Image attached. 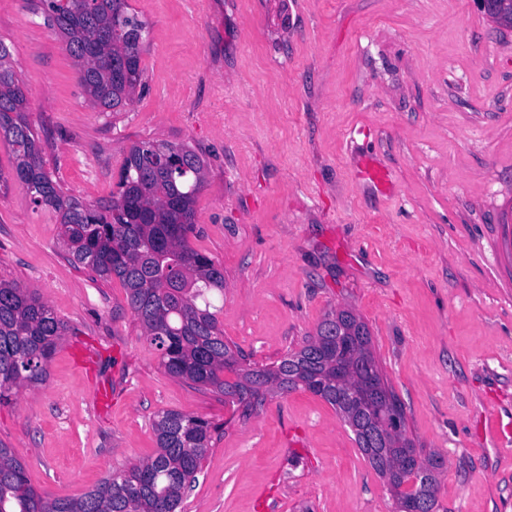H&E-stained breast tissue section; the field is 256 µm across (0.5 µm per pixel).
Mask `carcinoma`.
Returning <instances> with one entry per match:
<instances>
[{"label":"carcinoma","mask_w":512,"mask_h":512,"mask_svg":"<svg viewBox=\"0 0 512 512\" xmlns=\"http://www.w3.org/2000/svg\"><path fill=\"white\" fill-rule=\"evenodd\" d=\"M36 13L63 38L78 84L94 109L117 114L141 83L148 23L127 0H37ZM0 41V140L13 174L35 206L54 211L70 260L102 279L118 278L131 313L167 374L231 399L247 418L276 392L305 389L356 428L359 448L385 481L398 512L413 504L434 512L441 458L408 436L365 439L401 404L384 378L368 326L352 311H331L299 350L270 366L245 364L218 319L224 269L189 243L205 161L186 144L142 142L120 169L117 191L103 204L68 194L45 170L26 94ZM66 325L39 296L0 279V403L46 379ZM234 374L228 380L224 372ZM156 455L114 472L76 499L34 489L15 450L0 444V512H177L196 482L216 427L202 417L165 410L154 422Z\"/></svg>","instance_id":"obj_1"}]
</instances>
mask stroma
Returning <instances> with one entry per match:
<instances>
[{
  "instance_id": "obj_1",
  "label": "stroma",
  "mask_w": 512,
  "mask_h": 512,
  "mask_svg": "<svg viewBox=\"0 0 512 512\" xmlns=\"http://www.w3.org/2000/svg\"><path fill=\"white\" fill-rule=\"evenodd\" d=\"M150 27L125 112L88 106L30 0L0 40L64 191L111 198L132 145L205 160L191 245L224 269L225 340L259 366L348 308L417 447L443 459L435 512H512V31L472 0H128ZM383 169L382 191L362 175ZM52 212L0 194V278L67 326L45 383L0 405L31 485L76 498L152 456L157 412L218 425L182 512H394L336 410L297 389L241 418L168 375L118 279L69 262Z\"/></svg>"
}]
</instances>
